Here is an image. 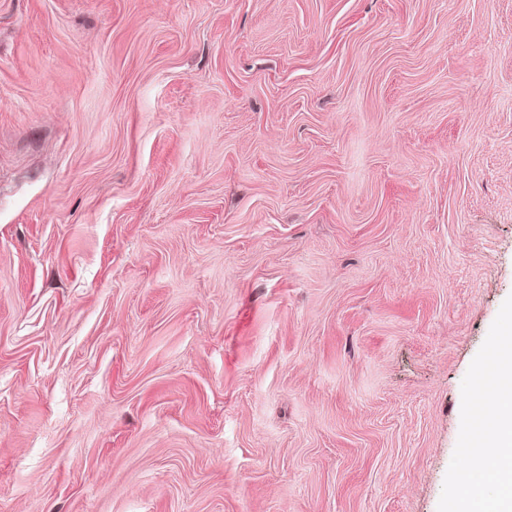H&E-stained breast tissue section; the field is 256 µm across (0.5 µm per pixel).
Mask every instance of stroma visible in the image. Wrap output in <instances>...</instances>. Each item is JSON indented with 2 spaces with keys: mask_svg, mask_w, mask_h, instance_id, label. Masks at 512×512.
I'll list each match as a JSON object with an SVG mask.
<instances>
[{
  "mask_svg": "<svg viewBox=\"0 0 512 512\" xmlns=\"http://www.w3.org/2000/svg\"><path fill=\"white\" fill-rule=\"evenodd\" d=\"M512 295V0H0V512H437Z\"/></svg>",
  "mask_w": 512,
  "mask_h": 512,
  "instance_id": "1",
  "label": "stroma"
}]
</instances>
